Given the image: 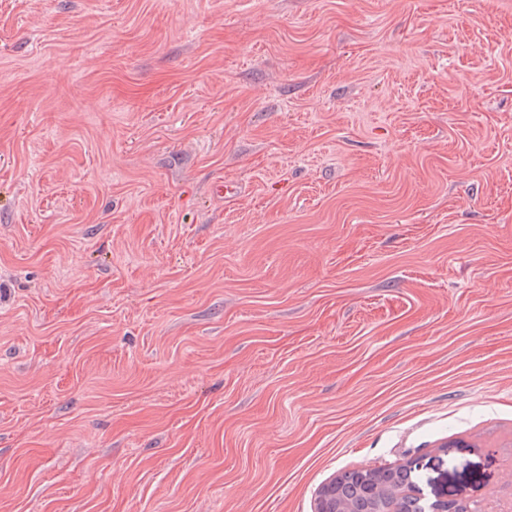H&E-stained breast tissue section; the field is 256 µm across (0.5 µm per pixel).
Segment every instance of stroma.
<instances>
[{
	"mask_svg": "<svg viewBox=\"0 0 512 512\" xmlns=\"http://www.w3.org/2000/svg\"><path fill=\"white\" fill-rule=\"evenodd\" d=\"M410 459L512 512V0H0V512Z\"/></svg>",
	"mask_w": 512,
	"mask_h": 512,
	"instance_id": "1",
	"label": "stroma"
}]
</instances>
